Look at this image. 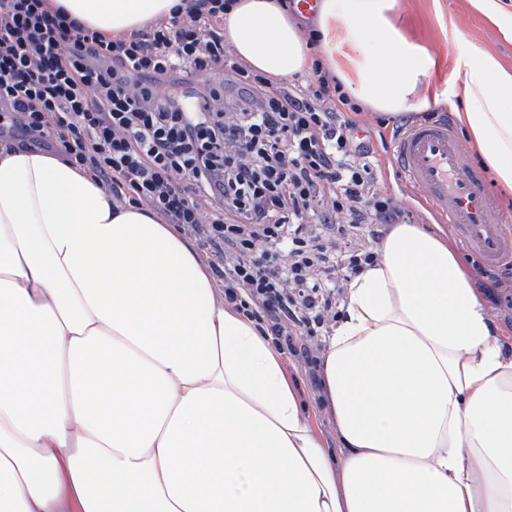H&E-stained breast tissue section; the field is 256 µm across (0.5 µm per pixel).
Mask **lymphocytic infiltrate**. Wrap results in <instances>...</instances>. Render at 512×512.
<instances>
[{"mask_svg": "<svg viewBox=\"0 0 512 512\" xmlns=\"http://www.w3.org/2000/svg\"><path fill=\"white\" fill-rule=\"evenodd\" d=\"M233 0L106 36L52 0H0V142L197 236L224 300L310 374L352 276L406 213L376 186L357 105L321 60L272 82L224 42Z\"/></svg>", "mask_w": 512, "mask_h": 512, "instance_id": "1", "label": "lymphocytic infiltrate"}]
</instances>
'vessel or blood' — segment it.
Listing matches in <instances>:
<instances>
[{
  "label": "vessel or blood",
  "instance_id": "b4317fda",
  "mask_svg": "<svg viewBox=\"0 0 512 512\" xmlns=\"http://www.w3.org/2000/svg\"><path fill=\"white\" fill-rule=\"evenodd\" d=\"M396 165L434 216L451 225L484 267H512V228L484 188V174L451 125L415 124L395 141Z\"/></svg>",
  "mask_w": 512,
  "mask_h": 512
}]
</instances>
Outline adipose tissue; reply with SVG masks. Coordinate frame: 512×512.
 <instances>
[{
	"label": "adipose tissue",
	"mask_w": 512,
	"mask_h": 512,
	"mask_svg": "<svg viewBox=\"0 0 512 512\" xmlns=\"http://www.w3.org/2000/svg\"><path fill=\"white\" fill-rule=\"evenodd\" d=\"M112 36L180 0H56ZM395 0H321L323 49L378 111L434 60ZM446 34L449 98L512 193V67ZM224 40L280 81L309 48L278 0H238ZM325 448L280 352L225 304L193 244L41 150L0 142V512H512V352L439 235L393 225L348 283L321 367Z\"/></svg>",
	"instance_id": "1"
}]
</instances>
